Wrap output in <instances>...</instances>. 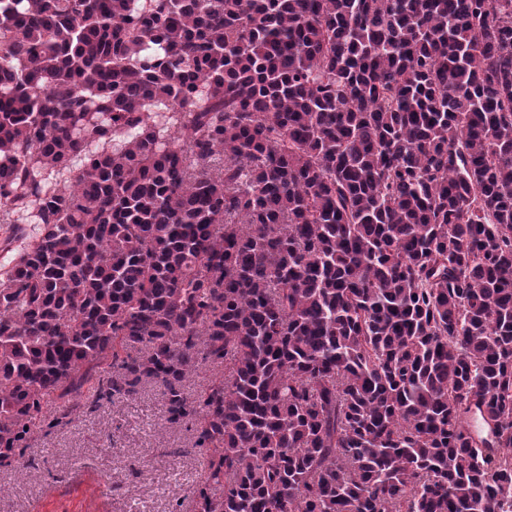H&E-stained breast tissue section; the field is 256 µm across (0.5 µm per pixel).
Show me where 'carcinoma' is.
<instances>
[{
	"instance_id": "cac0c4a2",
	"label": "carcinoma",
	"mask_w": 512,
	"mask_h": 512,
	"mask_svg": "<svg viewBox=\"0 0 512 512\" xmlns=\"http://www.w3.org/2000/svg\"><path fill=\"white\" fill-rule=\"evenodd\" d=\"M0 224V466L151 381L196 512H512V0H0ZM223 372V366L212 365L210 363L202 364L187 381L186 390L191 400L198 397L199 392L211 379L219 377Z\"/></svg>"
}]
</instances>
